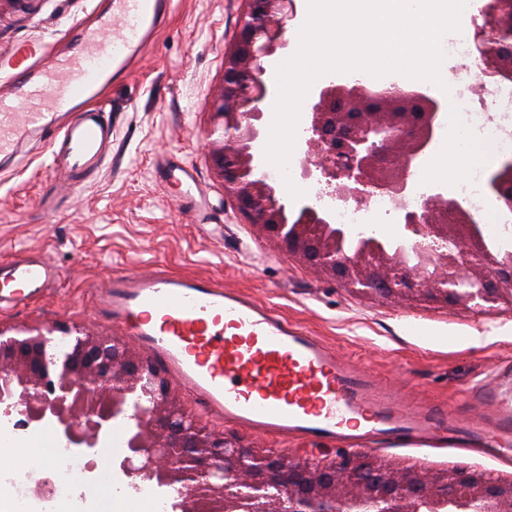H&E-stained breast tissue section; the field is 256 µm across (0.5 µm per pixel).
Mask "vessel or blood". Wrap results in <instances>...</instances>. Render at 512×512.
I'll return each instance as SVG.
<instances>
[{"label":"vessel or blood","instance_id":"obj_1","mask_svg":"<svg viewBox=\"0 0 512 512\" xmlns=\"http://www.w3.org/2000/svg\"><path fill=\"white\" fill-rule=\"evenodd\" d=\"M170 8L171 0H111L92 22L78 24L71 46L41 71L23 69L0 92V154L41 130L68 180L98 173L112 144L98 106L102 92ZM55 276L39 256L0 262V310L25 305ZM94 302L113 323L131 326L142 350L208 412L257 434L336 439L356 431L408 443L489 433L512 442V374L504 370L484 383L491 430L478 414L461 425L442 410L410 406L273 307L209 278L132 269L113 275Z\"/></svg>","mask_w":512,"mask_h":512}]
</instances>
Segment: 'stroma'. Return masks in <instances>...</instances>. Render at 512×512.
Returning a JSON list of instances; mask_svg holds the SVG:
<instances>
[{"label":"stroma","mask_w":512,"mask_h":512,"mask_svg":"<svg viewBox=\"0 0 512 512\" xmlns=\"http://www.w3.org/2000/svg\"><path fill=\"white\" fill-rule=\"evenodd\" d=\"M101 2L0 6V84L10 85L23 69L24 52L49 51ZM242 9V0H172L165 24L141 48L131 73L114 78L102 95L112 149L86 185L69 187L39 138L19 154L0 156V261L30 251L59 273L50 294L27 308L0 311V329L88 325L133 343L126 327L96 316L93 295L113 274L157 263L244 291L306 326L402 398L468 417L475 384L495 367L512 365L511 307L473 315L444 303L407 308L356 296L258 236L225 197L209 162L208 95L221 80L224 50ZM474 336L482 337L481 345L471 344ZM188 412L245 447L321 460L351 450L343 441L260 436L193 403ZM364 452L411 469L467 466L512 479V450L493 460L479 449L445 443L369 441Z\"/></svg>","instance_id":"35a3bbf8"}]
</instances>
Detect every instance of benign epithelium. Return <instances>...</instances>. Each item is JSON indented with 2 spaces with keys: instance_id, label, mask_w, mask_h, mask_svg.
Here are the masks:
<instances>
[{
  "instance_id": "benign-epithelium-1",
  "label": "benign epithelium",
  "mask_w": 512,
  "mask_h": 512,
  "mask_svg": "<svg viewBox=\"0 0 512 512\" xmlns=\"http://www.w3.org/2000/svg\"><path fill=\"white\" fill-rule=\"evenodd\" d=\"M297 0H244L238 30L224 53L223 79L211 107L215 124L210 163L249 223L265 238L349 291L409 305L451 302L473 314L512 305V253L493 256L478 245L477 215L466 224H442L458 202L442 193L410 204L409 178L430 151L440 128L441 102L419 87L380 92L358 82L326 77L306 98L301 139L303 176L347 203L390 197L404 212L415 239L394 254L375 244L352 256L339 250L345 236L329 210L304 199L285 201L269 177L260 150L270 89V60L289 45ZM512 0H487L472 19L483 65L482 85L512 82L497 63L512 43L502 11ZM359 112L355 126L347 116ZM51 329L0 331V418L29 427L57 426L66 447L85 457L99 452L112 418L132 424L130 450L119 468L127 477L156 482L172 497L174 512H360L370 496L356 479L367 454L342 453L313 465L267 448L244 451L224 435L197 424L167 379L124 341L86 327L59 354H48ZM381 512H512V480L457 468L415 470L386 463Z\"/></svg>"
}]
</instances>
